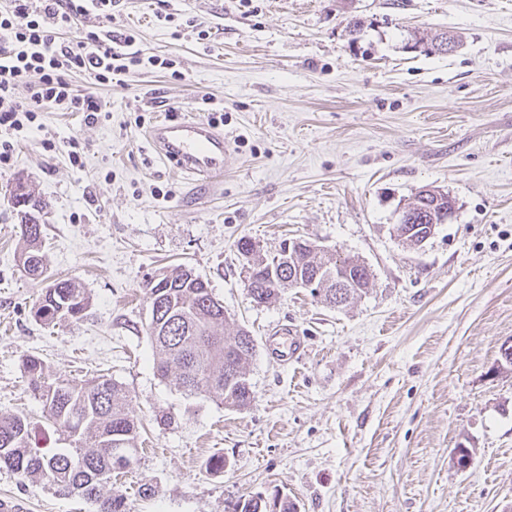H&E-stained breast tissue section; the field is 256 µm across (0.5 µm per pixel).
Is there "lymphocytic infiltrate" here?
<instances>
[{"label": "lymphocytic infiltrate", "instance_id": "lymphocytic-infiltrate-1", "mask_svg": "<svg viewBox=\"0 0 512 512\" xmlns=\"http://www.w3.org/2000/svg\"><path fill=\"white\" fill-rule=\"evenodd\" d=\"M112 0H8L0 9V162L14 144L9 136L33 124L48 105L85 114L95 122L104 105L95 88L111 84L113 77L144 64H157V56L135 49L133 34L81 30L91 10L110 7ZM23 26H16V19ZM87 75L90 84L77 89L71 74ZM28 96L15 97L18 86Z\"/></svg>", "mask_w": 512, "mask_h": 512}]
</instances>
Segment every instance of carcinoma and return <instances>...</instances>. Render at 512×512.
<instances>
[{"label": "carcinoma", "instance_id": "carcinoma-1", "mask_svg": "<svg viewBox=\"0 0 512 512\" xmlns=\"http://www.w3.org/2000/svg\"><path fill=\"white\" fill-rule=\"evenodd\" d=\"M21 231L25 244L19 258L22 272L33 280H50L35 307L36 320L54 326L63 320L82 319L90 296L73 279L47 276L43 224L38 220L25 223ZM296 262L304 275H313L328 264L359 286L371 284L370 268L349 256L317 257L302 249ZM277 266L276 256L254 253L248 291L271 296L269 268ZM146 295L149 302L160 300L164 305V312L146 326L157 355L158 376L188 398L209 399L232 410L250 406L253 395L246 369L256 354V341L244 328L232 333L224 330V305L213 294L209 280L176 266L150 277ZM22 367L29 392L43 406L44 418L66 435L69 447L40 448L27 416H0V469L23 479H39L59 492H76L95 503L97 512H125L122 496L103 493L112 473L125 469L120 455L135 460L139 455L141 423L129 408L125 388L105 374L79 384L61 377L51 381L50 367L36 355L26 356ZM234 512H297V505L285 495L269 511L267 503L248 498Z\"/></svg>", "mask_w": 512, "mask_h": 512}]
</instances>
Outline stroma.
Instances as JSON below:
<instances>
[{"mask_svg":"<svg viewBox=\"0 0 512 512\" xmlns=\"http://www.w3.org/2000/svg\"><path fill=\"white\" fill-rule=\"evenodd\" d=\"M112 16L159 64L100 87L98 123L45 107L0 164V415L27 414L39 447H67L23 358L78 383L111 375L144 425L138 464L112 478L128 512H231L277 491L299 512H512V373L497 370L512 339V0H114ZM418 28L463 44L409 50ZM215 109L235 164L195 184L146 135ZM72 135L84 166L60 148ZM19 178L46 204L49 275L91 296L80 321L34 318L46 284L18 266ZM424 186L455 213L412 248L391 226ZM243 237L266 255L300 237L358 257L373 284L339 309L303 288L256 304ZM180 264L256 340L248 409L185 398L155 372L145 285ZM287 333L298 359L275 350ZM461 445L475 451L464 470ZM2 496L96 512L5 470Z\"/></svg>","mask_w":512,"mask_h":512,"instance_id":"obj_1","label":"stroma"}]
</instances>
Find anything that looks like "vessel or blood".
<instances>
[{
  "mask_svg": "<svg viewBox=\"0 0 512 512\" xmlns=\"http://www.w3.org/2000/svg\"><path fill=\"white\" fill-rule=\"evenodd\" d=\"M149 141L190 179L211 178L235 162L223 133L204 120L160 123L150 130Z\"/></svg>",
  "mask_w": 512,
  "mask_h": 512,
  "instance_id": "b4317fda",
  "label": "vessel or blood"
}]
</instances>
